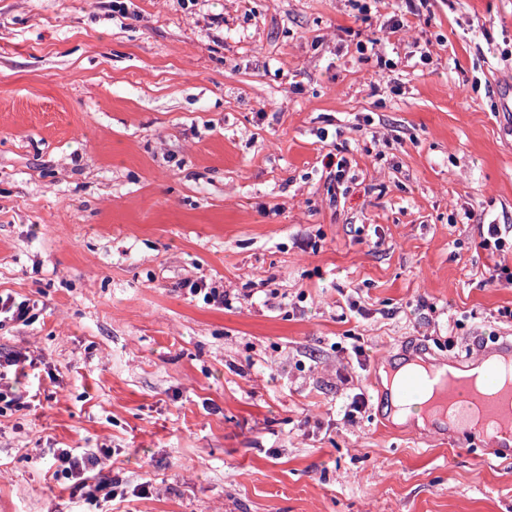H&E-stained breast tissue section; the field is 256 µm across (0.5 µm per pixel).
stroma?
<instances>
[{"label": "stroma", "mask_w": 512, "mask_h": 512, "mask_svg": "<svg viewBox=\"0 0 512 512\" xmlns=\"http://www.w3.org/2000/svg\"><path fill=\"white\" fill-rule=\"evenodd\" d=\"M127 7L0 0V294L37 315L0 328L33 361L0 512H82L57 448L109 450L101 512H512V464L380 426L370 383L512 334V0H427L374 57L403 0ZM183 286L189 295L202 298L207 305L223 306L226 309L232 304V300L223 288L220 290V288L213 287L206 280L187 282Z\"/></svg>", "instance_id": "obj_1"}]
</instances>
